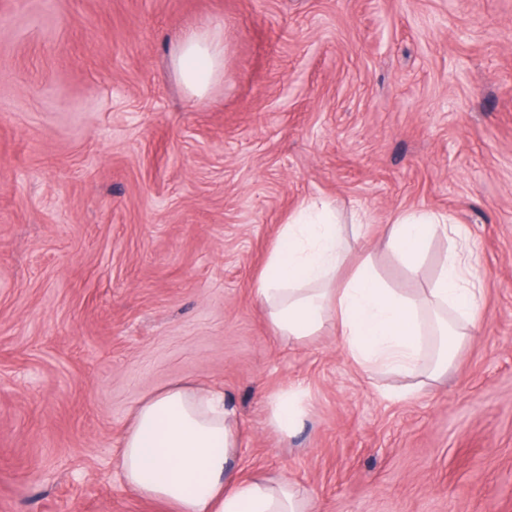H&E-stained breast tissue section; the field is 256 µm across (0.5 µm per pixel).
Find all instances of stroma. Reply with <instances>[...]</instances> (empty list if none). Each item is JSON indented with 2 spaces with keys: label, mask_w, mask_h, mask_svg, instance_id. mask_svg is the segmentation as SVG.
Masks as SVG:
<instances>
[{
  "label": "stroma",
  "mask_w": 512,
  "mask_h": 512,
  "mask_svg": "<svg viewBox=\"0 0 512 512\" xmlns=\"http://www.w3.org/2000/svg\"><path fill=\"white\" fill-rule=\"evenodd\" d=\"M224 37L190 94L180 32ZM412 209L474 247L480 333L435 380L292 342L251 286L288 214ZM223 390L242 477L312 512H512V0H0V512H166L116 467L147 396ZM296 389L281 436L270 401ZM170 63L188 92L203 95L224 77V41L209 30L182 32L172 42Z\"/></svg>",
  "instance_id": "1"
}]
</instances>
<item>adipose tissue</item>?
<instances>
[{
	"mask_svg": "<svg viewBox=\"0 0 512 512\" xmlns=\"http://www.w3.org/2000/svg\"><path fill=\"white\" fill-rule=\"evenodd\" d=\"M170 63L184 88L200 96L224 75V42L207 30L173 40ZM368 219L342 224L324 198L302 201L283 224L252 287L274 329L291 340L333 328L360 367L416 374L424 360L425 308L449 310L452 335L479 331L483 291L472 250L446 214L413 209L385 226V246L418 274L425 245L448 239V254L432 288L416 300L389 287L362 260L346 279L338 274L360 246ZM238 443L235 414L221 394L170 386L134 412L116 459L127 487L170 512H304L287 480L240 479L232 465Z\"/></svg>",
	"mask_w": 512,
	"mask_h": 512,
	"instance_id": "obj_1",
	"label": "adipose tissue"
}]
</instances>
